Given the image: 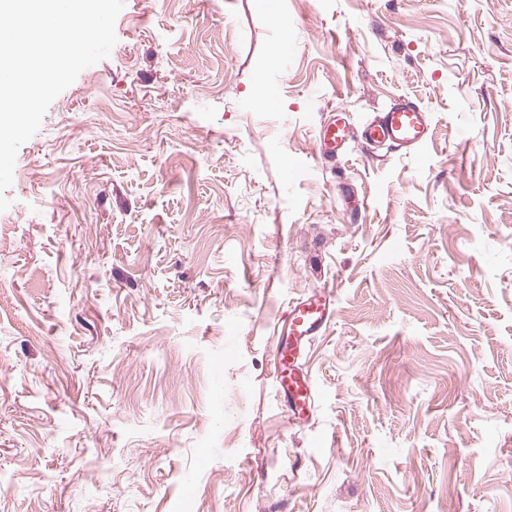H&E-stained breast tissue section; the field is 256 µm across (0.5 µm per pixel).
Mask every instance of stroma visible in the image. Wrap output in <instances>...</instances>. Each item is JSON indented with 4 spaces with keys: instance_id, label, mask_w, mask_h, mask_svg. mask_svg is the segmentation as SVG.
Here are the masks:
<instances>
[{
    "instance_id": "obj_1",
    "label": "stroma",
    "mask_w": 512,
    "mask_h": 512,
    "mask_svg": "<svg viewBox=\"0 0 512 512\" xmlns=\"http://www.w3.org/2000/svg\"><path fill=\"white\" fill-rule=\"evenodd\" d=\"M115 33L0 212V512H512V0H125ZM400 97L431 141L315 171L326 116ZM315 288L298 426L272 332Z\"/></svg>"
}]
</instances>
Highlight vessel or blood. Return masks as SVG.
<instances>
[{
    "instance_id": "b4317fda",
    "label": "vessel or blood",
    "mask_w": 512,
    "mask_h": 512,
    "mask_svg": "<svg viewBox=\"0 0 512 512\" xmlns=\"http://www.w3.org/2000/svg\"><path fill=\"white\" fill-rule=\"evenodd\" d=\"M430 112L419 103L401 99L355 127L348 113L340 112L321 123L315 134L320 169L335 166L352 142L362 140L404 153L417 150L433 136ZM336 315L333 292L317 290L289 302L277 322L278 342L271 353L272 380L278 402L297 420L315 407L312 379L305 368V349L324 333Z\"/></svg>"
}]
</instances>
